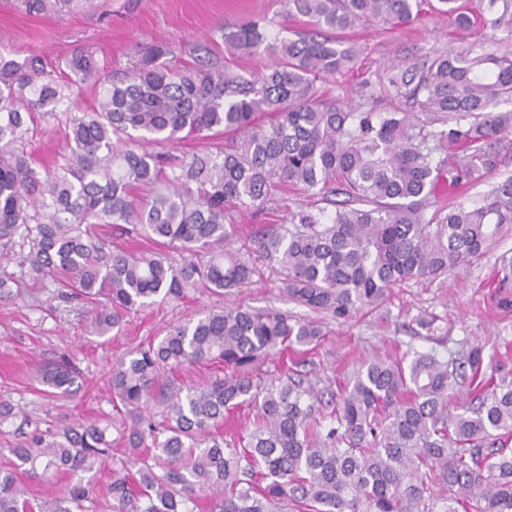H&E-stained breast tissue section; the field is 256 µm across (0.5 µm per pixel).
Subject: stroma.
Returning a JSON list of instances; mask_svg holds the SVG:
<instances>
[{
  "instance_id": "35a3bbf8",
  "label": "stroma",
  "mask_w": 512,
  "mask_h": 512,
  "mask_svg": "<svg viewBox=\"0 0 512 512\" xmlns=\"http://www.w3.org/2000/svg\"><path fill=\"white\" fill-rule=\"evenodd\" d=\"M268 0H97L76 13L29 15L16 0H0V51L34 55L49 68H65L76 53L91 51L110 71H126L140 46L169 43L174 65L195 63L212 53L222 29L240 25L266 11ZM364 47L355 67L317 88L337 100L353 99L377 112L391 102L382 98L381 77L395 58H414L440 49L461 51L479 44L488 52L512 46V11L502 19L494 40L481 31H459L448 16L428 11L424 21L406 31L380 27L359 29ZM309 192L288 188L263 211L238 217V235L246 237L262 224H273L285 208L313 203ZM276 274L243 289L234 302L251 308H275L312 319L308 309L283 297ZM224 297L193 293L181 301H164L129 314L119 335L90 333L83 305L50 312L22 300L0 301V395L10 396L34 418L47 421L85 419L112 409L108 376L113 359L148 338L162 339L175 326L222 308ZM436 315L434 331L419 330L420 313ZM324 335L312 351L293 353L299 371L324 379L342 377L358 359L373 354L412 350L484 348L488 368L512 371V235L498 239L481 258L434 281H410L391 289L380 309L364 311L350 321H324ZM68 355L80 372L77 392L66 399L37 391L34 368Z\"/></svg>"
}]
</instances>
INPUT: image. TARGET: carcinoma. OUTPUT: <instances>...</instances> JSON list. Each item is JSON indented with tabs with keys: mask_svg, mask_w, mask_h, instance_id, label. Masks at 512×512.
Listing matches in <instances>:
<instances>
[{
	"mask_svg": "<svg viewBox=\"0 0 512 512\" xmlns=\"http://www.w3.org/2000/svg\"><path fill=\"white\" fill-rule=\"evenodd\" d=\"M273 2L307 29L281 38L263 13L222 34L232 56L274 59L247 77L228 63L173 68L163 42L117 79L85 51L59 78L35 56L0 52V301L46 292L89 304L105 336L132 311L201 289L231 296L267 269L289 301L341 321L512 233V177L478 206L445 204L493 173L512 134L511 112L487 111L512 96V50L396 59L386 91L404 105L369 112L320 98L316 83L355 66L356 29L409 28L428 0ZM438 3L458 29L474 27L458 0ZM20 4L63 13L95 0ZM77 82L97 89L87 111L70 104ZM59 112L64 149L50 171L27 145L35 114ZM465 117L464 130L435 128ZM217 133L230 136L217 152L174 151ZM288 185L346 200L330 214L290 210L231 248L233 213L260 211ZM103 224L156 249L118 248ZM322 335L314 320L226 305L133 348L112 362V413L45 429L24 418L34 428L11 449L19 464L0 470V512H97L84 474L109 462L121 466L111 512H512L511 371L487 375L477 346L374 356L340 383L263 369ZM202 363L227 372L204 384L170 376ZM78 377L65 357L36 370L52 397L72 395ZM242 408L251 430L228 441L224 418ZM49 471L64 486L29 495L21 477Z\"/></svg>",
	"mask_w": 512,
	"mask_h": 512,
	"instance_id": "cac0c4a2",
	"label": "carcinoma"
}]
</instances>
